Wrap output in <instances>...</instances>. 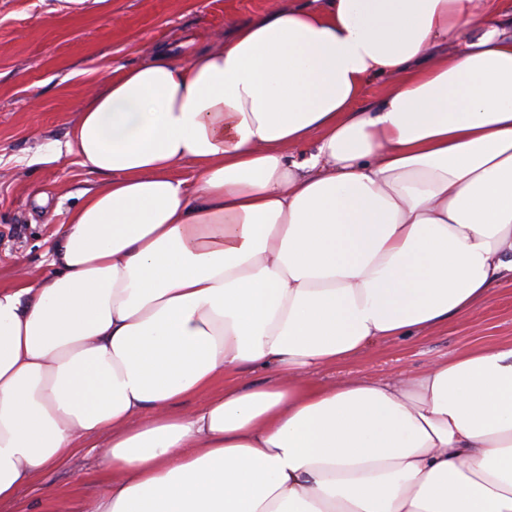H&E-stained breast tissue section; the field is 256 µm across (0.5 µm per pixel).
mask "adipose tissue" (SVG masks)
<instances>
[{
	"label": "adipose tissue",
	"mask_w": 512,
	"mask_h": 512,
	"mask_svg": "<svg viewBox=\"0 0 512 512\" xmlns=\"http://www.w3.org/2000/svg\"><path fill=\"white\" fill-rule=\"evenodd\" d=\"M67 147L100 182L0 286V506L88 444L81 512H512V339L314 378L512 282L498 0L278 5L112 70Z\"/></svg>",
	"instance_id": "ef3b65f1"
}]
</instances>
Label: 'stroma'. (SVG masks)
Here are the masks:
<instances>
[{
    "mask_svg": "<svg viewBox=\"0 0 512 512\" xmlns=\"http://www.w3.org/2000/svg\"><path fill=\"white\" fill-rule=\"evenodd\" d=\"M273 0H0V285L18 264L32 278L49 270L55 231L67 223L98 177L66 143L83 104L107 68L140 64L154 43L172 53L205 47L233 23L262 13ZM512 339V284L501 283L476 313L435 332L380 344L319 370V381L348 374L395 378L430 361L483 343ZM104 474L95 450L52 467L19 491L10 512H40L43 502L92 500Z\"/></svg>",
    "mask_w": 512,
    "mask_h": 512,
    "instance_id": "obj_1",
    "label": "stroma"
}]
</instances>
